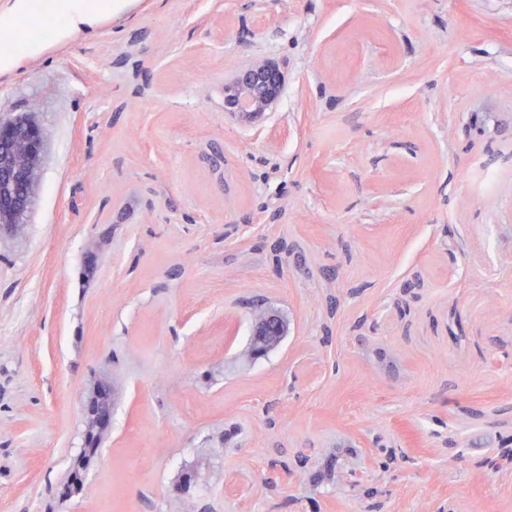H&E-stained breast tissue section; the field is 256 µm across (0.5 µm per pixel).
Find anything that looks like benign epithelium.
<instances>
[{
	"label": "benign epithelium",
	"mask_w": 512,
	"mask_h": 512,
	"mask_svg": "<svg viewBox=\"0 0 512 512\" xmlns=\"http://www.w3.org/2000/svg\"><path fill=\"white\" fill-rule=\"evenodd\" d=\"M286 77L280 67L253 58L224 80V112L256 124L280 99ZM43 137L37 127L16 121L0 127V224H17L39 178Z\"/></svg>",
	"instance_id": "benign-epithelium-1"
}]
</instances>
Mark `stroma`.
<instances>
[{"mask_svg": "<svg viewBox=\"0 0 512 512\" xmlns=\"http://www.w3.org/2000/svg\"><path fill=\"white\" fill-rule=\"evenodd\" d=\"M20 119L0 512H512V0H129L0 76ZM285 85L280 67L253 58L224 80V114L260 123L280 99ZM42 153L43 137L33 124L16 121L0 127V224H20L39 178ZM17 182L21 198L15 193ZM258 315L262 319V324L268 325L270 332H252L249 342V352L253 359L266 356L280 341L282 336H284L286 328L284 319L276 313L261 310Z\"/></svg>", "mask_w": 512, "mask_h": 512, "instance_id": "1", "label": "stroma"}]
</instances>
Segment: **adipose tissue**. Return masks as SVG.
Returning a JSON list of instances; mask_svg holds the SVG:
<instances>
[{"instance_id": "ef3b65f1", "label": "adipose tissue", "mask_w": 512, "mask_h": 512, "mask_svg": "<svg viewBox=\"0 0 512 512\" xmlns=\"http://www.w3.org/2000/svg\"><path fill=\"white\" fill-rule=\"evenodd\" d=\"M127 0H0V40L11 43L0 55V74L39 56L48 41L91 34L102 17L120 13Z\"/></svg>"}]
</instances>
